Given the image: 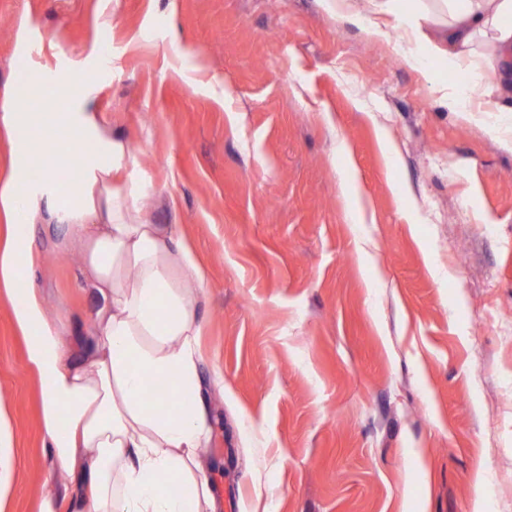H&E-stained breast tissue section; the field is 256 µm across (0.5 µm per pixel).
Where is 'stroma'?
Listing matches in <instances>:
<instances>
[{"label": "stroma", "mask_w": 512, "mask_h": 512, "mask_svg": "<svg viewBox=\"0 0 512 512\" xmlns=\"http://www.w3.org/2000/svg\"><path fill=\"white\" fill-rule=\"evenodd\" d=\"M401 44L320 0H0V96L111 53L93 106L141 216L206 269L215 512H512V115L448 111L469 72ZM78 252L36 220L27 288L0 287V512H68L13 308L37 294L80 359ZM8 421L0 404V504L2 493L7 492L14 481L15 458Z\"/></svg>", "instance_id": "obj_1"}]
</instances>
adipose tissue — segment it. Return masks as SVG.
Listing matches in <instances>:
<instances>
[{
  "label": "adipose tissue",
  "mask_w": 512,
  "mask_h": 512,
  "mask_svg": "<svg viewBox=\"0 0 512 512\" xmlns=\"http://www.w3.org/2000/svg\"><path fill=\"white\" fill-rule=\"evenodd\" d=\"M325 10L361 20L374 38L390 21L405 31L402 51L420 69L432 62L475 63L489 77L446 93L450 111L469 112L490 95L512 98V0H373L357 18L351 0H321ZM88 91L65 99V114L35 113L0 105V129L13 147L12 167L0 177V213L14 231L0 251V285L29 272V226L48 211L81 245L84 283L97 299L81 360H73L57 326L37 298L14 306L17 326L28 333V362L41 379V417L50 451L77 482L70 512H214V496L199 456L211 439L201 377L199 338L204 325L194 301L206 274L194 249L166 224L142 221L137 179L112 185L127 169L128 150L90 106ZM78 134L77 178L60 180L44 166L26 196L15 193L24 152L33 145L22 131L32 123ZM170 382L172 404H147L145 377ZM191 495H184V486Z\"/></svg>",
  "instance_id": "1"
}]
</instances>
